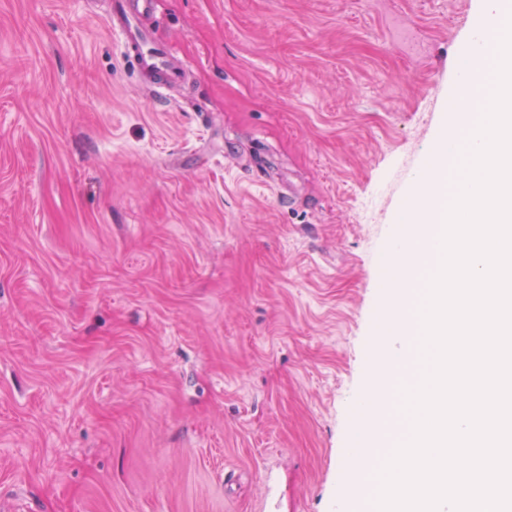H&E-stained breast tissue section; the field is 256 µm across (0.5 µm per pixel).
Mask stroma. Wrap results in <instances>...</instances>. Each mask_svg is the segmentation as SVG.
<instances>
[{
    "instance_id": "1",
    "label": "stroma",
    "mask_w": 512,
    "mask_h": 512,
    "mask_svg": "<svg viewBox=\"0 0 512 512\" xmlns=\"http://www.w3.org/2000/svg\"><path fill=\"white\" fill-rule=\"evenodd\" d=\"M0 0V512H375L393 218L478 0ZM114 0L109 24L122 43L124 58L136 64L140 87L153 94L181 82L184 72L172 47L156 38L142 19L149 16L154 0Z\"/></svg>"
}]
</instances>
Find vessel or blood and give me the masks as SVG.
<instances>
[{"label":"vessel or blood","instance_id":"vessel-or-blood-1","mask_svg":"<svg viewBox=\"0 0 512 512\" xmlns=\"http://www.w3.org/2000/svg\"><path fill=\"white\" fill-rule=\"evenodd\" d=\"M154 0H113L109 24L122 43L124 58L132 60L140 86L153 93H163L181 82L184 72L172 47L156 38L143 19L149 16Z\"/></svg>","mask_w":512,"mask_h":512}]
</instances>
